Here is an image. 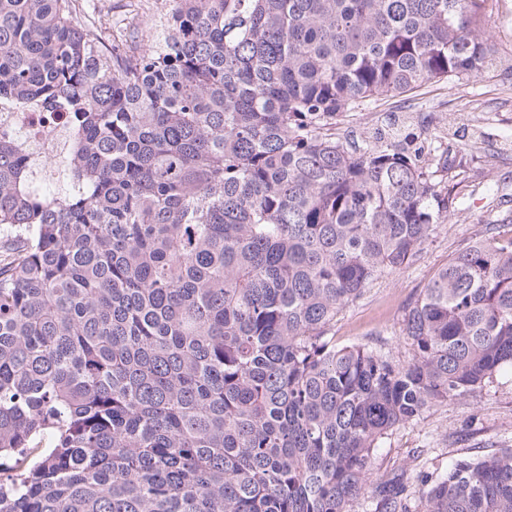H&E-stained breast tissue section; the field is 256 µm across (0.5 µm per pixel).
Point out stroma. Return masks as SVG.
<instances>
[{
  "label": "stroma",
  "instance_id": "1",
  "mask_svg": "<svg viewBox=\"0 0 512 512\" xmlns=\"http://www.w3.org/2000/svg\"><path fill=\"white\" fill-rule=\"evenodd\" d=\"M175 6V0H85L78 19L109 30L133 19L128 32L145 48ZM389 112L421 116L424 135L431 141H439L440 129L456 119L462 134L440 141L448 152V174L437 185L439 192L453 198L454 212L437 226L410 265L377 280L349 303L329 334L340 344L383 349L403 363L411 357L401 334L403 311L418 298L435 270L474 239L512 240V79L485 76L433 83L417 94L344 113L337 129L362 139ZM502 448H512L511 368L501 370L476 394L434 405L417 420L390 432L373 460L372 476L379 479L397 471L413 488L419 465L439 473L452 460Z\"/></svg>",
  "mask_w": 512,
  "mask_h": 512
}]
</instances>
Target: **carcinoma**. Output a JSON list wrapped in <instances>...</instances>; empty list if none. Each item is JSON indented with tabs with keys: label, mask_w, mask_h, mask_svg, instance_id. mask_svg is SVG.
<instances>
[{
	"label": "carcinoma",
	"mask_w": 512,
	"mask_h": 512,
	"mask_svg": "<svg viewBox=\"0 0 512 512\" xmlns=\"http://www.w3.org/2000/svg\"><path fill=\"white\" fill-rule=\"evenodd\" d=\"M137 54L75 0H0V100L66 112V183L0 133V512H512V448L371 482L380 441L512 367V241L327 331L451 217L415 138L336 118L512 76L493 0H177Z\"/></svg>",
	"instance_id": "cac0c4a2"
}]
</instances>
